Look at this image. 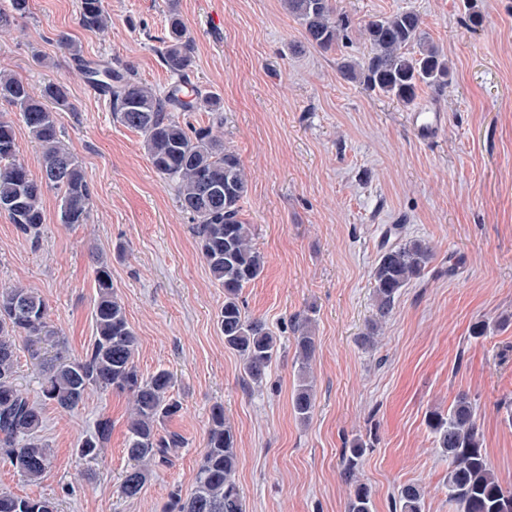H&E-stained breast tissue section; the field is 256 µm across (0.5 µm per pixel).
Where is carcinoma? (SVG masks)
<instances>
[{
  "label": "carcinoma",
  "mask_w": 512,
  "mask_h": 512,
  "mask_svg": "<svg viewBox=\"0 0 512 512\" xmlns=\"http://www.w3.org/2000/svg\"><path fill=\"white\" fill-rule=\"evenodd\" d=\"M288 13L302 27L306 42L324 52L350 40L354 31L368 51L339 63L341 75L369 91L409 105L424 88L449 84L452 68L443 50L426 36L419 15L401 9L353 27L336 0H283ZM30 13V0H4L0 28H8ZM79 23L92 30L107 28L102 0H78ZM160 60L170 74L164 88L146 84L132 65L113 58L106 64L84 65L92 78L109 90L113 118L142 137L154 171L174 183L181 209L194 224L201 257L213 282L224 289V305L217 314V329L224 345L239 354L245 381L260 386L280 347L275 332L264 322L246 315L242 288L258 278L265 257L254 245L252 225L244 218L242 201L248 179L235 151L213 132L221 127L220 98L179 82L194 64V41L178 12L170 10L162 39ZM0 100L15 107L43 159V175L34 179L19 159L14 124L0 117V212L18 231L39 238L44 214L43 186L60 192V223H87L91 189L81 162L62 140L54 110L70 106V90L63 83L47 84L36 96L22 79L0 70ZM204 110L214 114L202 127L180 118L181 112ZM433 258L430 243L405 238L383 243L371 273L374 317L361 341L370 344L391 314L402 288L420 278ZM97 301L93 307L94 336L85 355L73 359L57 348V331L49 322L44 299L22 285H0V455L29 482L49 472L51 451L40 432L43 416L39 404L15 383L16 342L47 344L53 354L44 359L40 373L41 397L63 410L83 403L91 390L125 393L131 401L126 454L129 466L120 492L138 496L157 467L168 466L185 447L175 431L160 435L165 423L181 409L173 397L174 376L159 369L149 376L135 362L138 339L125 308L112 290L108 260L94 257ZM297 384L291 396L295 417L307 422L315 408L309 369L317 349L316 337L305 324L294 336ZM426 424L442 454L448 459L446 489L455 512H512V487L503 484L483 450L476 410L468 394H457L448 413L431 411ZM111 424L102 419L93 434L80 441L77 453L96 460L109 439ZM370 441L356 436L342 454V475L350 486L346 512H373L372 493L359 478ZM241 465L235 430L226 421L224 406L210 410L206 448L197 466L189 494L176 489L163 512H246L236 480ZM399 512H421L422 488L414 483L397 491ZM0 512H57L55 502L0 491Z\"/></svg>",
  "instance_id": "cac0c4a2"
}]
</instances>
